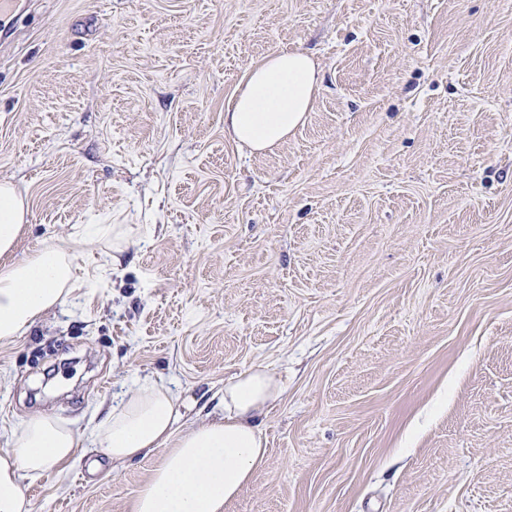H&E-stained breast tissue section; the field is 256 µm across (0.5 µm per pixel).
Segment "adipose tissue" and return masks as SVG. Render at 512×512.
Listing matches in <instances>:
<instances>
[{
    "mask_svg": "<svg viewBox=\"0 0 512 512\" xmlns=\"http://www.w3.org/2000/svg\"><path fill=\"white\" fill-rule=\"evenodd\" d=\"M319 82V66L308 54L273 53L248 71L225 108L224 126L251 151L275 146L305 122ZM25 218L23 199L10 183H0V343L25 333L70 291L72 260L64 250L49 246L10 262ZM281 394L266 367H253L225 381L223 419L185 429L169 389L152 383L114 406L95 440L116 461L170 447L133 512H224L266 455L259 417ZM79 448L71 428L32 416L16 447L0 453V512H30L25 479L63 467Z\"/></svg>",
    "mask_w": 512,
    "mask_h": 512,
    "instance_id": "obj_1",
    "label": "adipose tissue"
}]
</instances>
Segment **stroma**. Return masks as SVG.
Masks as SVG:
<instances>
[{"instance_id":"stroma-1","label":"stroma","mask_w":512,"mask_h":512,"mask_svg":"<svg viewBox=\"0 0 512 512\" xmlns=\"http://www.w3.org/2000/svg\"><path fill=\"white\" fill-rule=\"evenodd\" d=\"M0 17L13 253L74 290L0 344V452L35 414L84 442L31 512H132L161 447L114 462L112 406L164 383L283 393L224 512H512V0H25ZM301 50L303 125L224 128L250 67Z\"/></svg>"}]
</instances>
